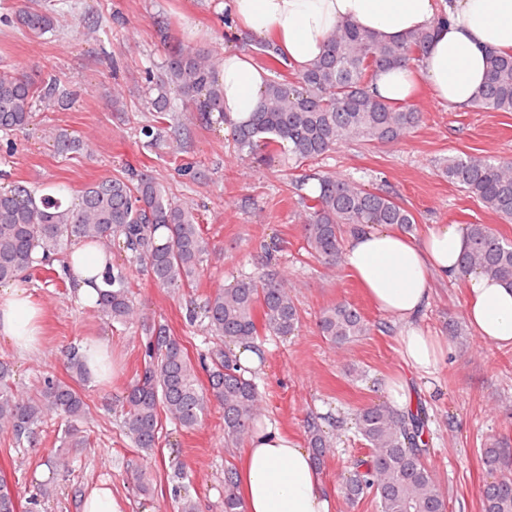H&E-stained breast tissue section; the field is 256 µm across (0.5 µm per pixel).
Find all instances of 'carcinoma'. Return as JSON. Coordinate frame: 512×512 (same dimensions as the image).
Instances as JSON below:
<instances>
[{"label": "carcinoma", "instance_id": "carcinoma-1", "mask_svg": "<svg viewBox=\"0 0 512 512\" xmlns=\"http://www.w3.org/2000/svg\"><path fill=\"white\" fill-rule=\"evenodd\" d=\"M16 22L35 36L54 31L57 17L34 8L31 0H15ZM432 32L422 30L402 42H384L375 33L346 21L328 37L321 57L291 81L280 70L279 54L268 41L258 54L274 77L268 80L259 110L230 132L240 156L273 161L283 154L296 164L318 159L343 143L354 141L389 145L400 141L423 122L424 114L410 104H391L377 96L373 81L384 71L426 52ZM221 58L209 50L178 45L156 73L147 72L155 95L145 100L151 119L140 127L147 146L159 149L183 135L171 122L175 112L171 92L196 105L206 124L224 122V88L215 78ZM76 92L48 78L41 82L21 69L0 68V131L22 132L32 124L38 106L65 110ZM475 106L492 112H512V54L489 56L485 82ZM63 155L88 151L75 130L56 127L48 132ZM448 182L475 199L499 219L512 222V162L492 156H448L438 162ZM315 195L300 197L301 227L310 253L334 267L341 257L342 236L359 224L394 225L412 231L417 218L390 190H366L333 174L316 176ZM463 272L478 270L512 286V241L487 224L468 227ZM81 242L108 253L125 255L128 266H110L104 289L95 302L107 321L127 325L136 311L128 292L127 267H144L159 288H179L201 276L203 262L215 251L201 230L198 214L173 199L152 175L128 167L87 185L73 202L64 190L40 193L24 181L0 191V284L36 268L59 265L62 280H75L66 264V246ZM207 327L232 342H253L261 334L290 336L301 314L288 285L276 270L266 268L244 276L229 287L206 296L202 305ZM316 327L330 344L341 348L372 330L371 323L352 304L341 301L323 309ZM207 375L202 384L198 370ZM12 370L0 362V433L14 444L38 443L45 417L65 421L68 448H82L79 427L88 412L83 395L72 385L46 377L35 397H25L11 385ZM123 428L140 449L156 447L163 422L183 430L202 425L213 405L223 411L224 439L237 444L254 430L261 396L231 351H212L211 365H196L181 339L167 324L148 329L144 364L124 396ZM426 414L417 404L398 411L385 404L359 410L355 433L368 454L348 466L345 500L356 505L377 499L380 512H447L448 504L434 471L424 461ZM305 433L316 465L324 464L331 448L328 435L306 420ZM488 478L483 484L484 512H512V446L503 439L482 449ZM0 512H17L14 492L0 476ZM224 512H244L236 491L235 469H224Z\"/></svg>", "mask_w": 512, "mask_h": 512}]
</instances>
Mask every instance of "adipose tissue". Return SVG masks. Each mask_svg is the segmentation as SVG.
<instances>
[{
  "label": "adipose tissue",
  "mask_w": 512,
  "mask_h": 512,
  "mask_svg": "<svg viewBox=\"0 0 512 512\" xmlns=\"http://www.w3.org/2000/svg\"><path fill=\"white\" fill-rule=\"evenodd\" d=\"M224 20L237 35L274 42L288 65L304 70L321 55L336 26L351 21L399 42L429 29L433 35L422 63L380 73L373 84L382 99L406 102L413 76L422 73L437 100L457 110L472 106L485 80L488 51H512V0H224ZM224 112L232 123L258 110L265 74L241 51L228 50L217 74ZM468 243L461 224H438L421 239L393 226L360 225L343 247V262L378 309L401 326L399 355L419 376H433L442 363V342L418 325L431 304L435 280L465 277L466 318L482 339L512 348V288L481 272L461 274L458 260ZM76 296L94 303L109 258L84 245ZM43 308L16 278L0 288V337L21 355L39 351ZM246 512H333V497L310 454L276 422L261 419L244 452L238 478Z\"/></svg>",
  "instance_id": "adipose-tissue-1"
}]
</instances>
